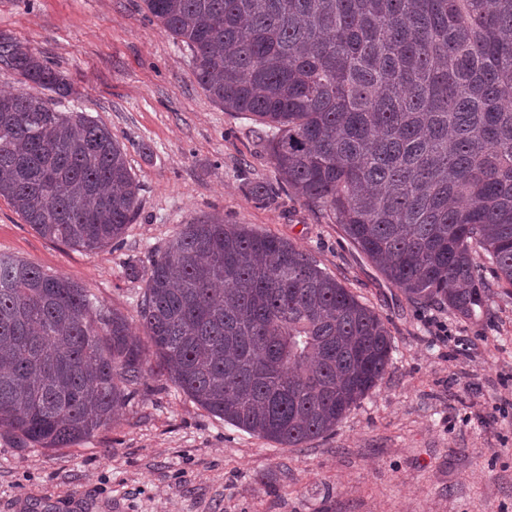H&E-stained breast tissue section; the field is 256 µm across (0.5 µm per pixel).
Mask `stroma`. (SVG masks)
Segmentation results:
<instances>
[{
	"label": "stroma",
	"mask_w": 512,
	"mask_h": 512,
	"mask_svg": "<svg viewBox=\"0 0 512 512\" xmlns=\"http://www.w3.org/2000/svg\"><path fill=\"white\" fill-rule=\"evenodd\" d=\"M0 34L51 63L70 87L59 110L106 125L141 185L121 243L93 251L41 236L0 198V255L78 283L137 333L145 283L130 264L181 225L220 217L312 254L393 337L376 387L299 448L213 417L153 375L75 445L0 437V512H512V298L492 295L489 316L469 322L414 304L301 199H253L250 184L275 178L258 122L211 102L143 0H0Z\"/></svg>",
	"instance_id": "obj_1"
}]
</instances>
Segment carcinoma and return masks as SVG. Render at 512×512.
<instances>
[{
    "label": "carcinoma",
    "instance_id": "cac0c4a2",
    "mask_svg": "<svg viewBox=\"0 0 512 512\" xmlns=\"http://www.w3.org/2000/svg\"><path fill=\"white\" fill-rule=\"evenodd\" d=\"M190 51L213 104L251 115L276 179L415 304L462 319L512 295V0H144ZM0 62L68 93L0 36ZM140 185L103 124L0 96V197L43 237L122 238ZM142 274L128 318L79 284L0 257V436L67 448L113 422L149 374L202 409L296 448L382 378V317L292 243L244 224L182 225Z\"/></svg>",
    "mask_w": 512,
    "mask_h": 512
}]
</instances>
